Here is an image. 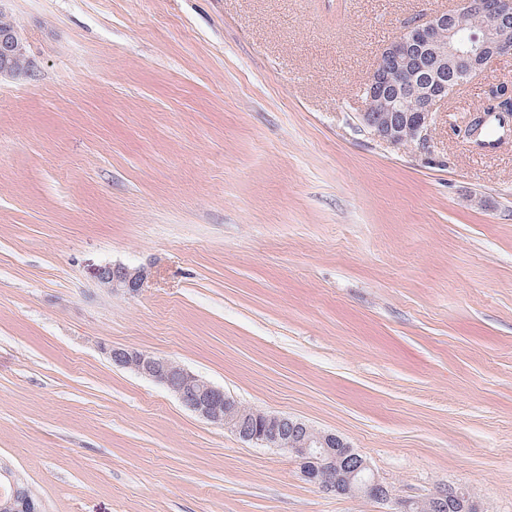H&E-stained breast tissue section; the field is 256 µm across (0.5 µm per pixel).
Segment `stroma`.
Segmentation results:
<instances>
[{"label": "stroma", "mask_w": 512, "mask_h": 512, "mask_svg": "<svg viewBox=\"0 0 512 512\" xmlns=\"http://www.w3.org/2000/svg\"><path fill=\"white\" fill-rule=\"evenodd\" d=\"M452 0H8L0 78V461L44 512H381L323 492L101 345L174 359L340 437L399 500L512 512V145L435 114L360 132L403 23ZM145 267L136 292L109 263ZM17 29V24L13 20L12 16L7 13L0 12V32L5 30ZM24 41L18 31H5L0 33V76L2 75H15L28 70L29 61L24 55L18 56L20 52H24ZM18 56V57H17ZM14 57L15 60V72L12 68ZM149 275L144 267H130L115 263L101 267L98 271V280L105 288L113 290L123 288L134 292L143 288ZM425 502L429 508V511L433 512H446L451 502L459 503L463 510L465 508V501L469 500L468 494L461 488L444 486L439 487L434 492L430 493L425 497ZM459 505L452 506L447 512H462L459 509Z\"/></svg>", "instance_id": "1"}]
</instances>
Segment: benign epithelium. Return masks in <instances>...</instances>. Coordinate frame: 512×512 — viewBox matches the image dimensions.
<instances>
[{
	"instance_id": "1",
	"label": "benign epithelium",
	"mask_w": 512,
	"mask_h": 512,
	"mask_svg": "<svg viewBox=\"0 0 512 512\" xmlns=\"http://www.w3.org/2000/svg\"><path fill=\"white\" fill-rule=\"evenodd\" d=\"M465 10H477L485 25L478 33L454 27L452 18ZM24 51L18 31L0 33V76L13 75L14 57ZM512 54V0H456L454 7L405 25L384 47L369 75L367 105L358 113L361 128L371 137L397 144L399 126L386 102L391 94L389 72L403 76L400 94L421 97L414 139L419 149L434 148V113L457 91L493 65L501 56ZM449 66L450 76L434 79L431 74ZM149 272L143 267L107 264L98 271L106 288L132 292L143 287ZM106 354L113 365L164 385L181 404L203 419L229 429L238 438L278 448L302 462L307 478L329 492L364 495L387 503L392 493L370 471L367 462L334 434L318 432L308 424L282 415H266L265 427L245 430L237 403L224 389L202 380L177 362L154 354L123 347H110ZM468 494L461 488L444 486L425 497L431 512H447L451 502L465 505Z\"/></svg>"
}]
</instances>
